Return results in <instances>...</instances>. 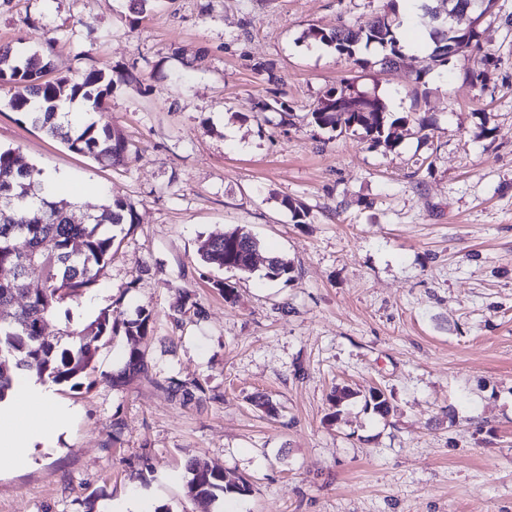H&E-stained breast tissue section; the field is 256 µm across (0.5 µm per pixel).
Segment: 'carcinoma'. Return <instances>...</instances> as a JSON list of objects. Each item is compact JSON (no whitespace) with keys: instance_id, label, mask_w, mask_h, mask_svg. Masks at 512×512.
Masks as SVG:
<instances>
[{"instance_id":"cac0c4a2","label":"carcinoma","mask_w":512,"mask_h":512,"mask_svg":"<svg viewBox=\"0 0 512 512\" xmlns=\"http://www.w3.org/2000/svg\"><path fill=\"white\" fill-rule=\"evenodd\" d=\"M399 10L390 4L388 11L376 15L358 26L340 25L331 33L311 28L306 37L332 46L342 55L354 59L360 66L371 61L356 57L359 48L375 45L383 56L376 63L385 65L386 56L402 49L397 38L400 26ZM47 64L36 54L21 47L0 44V84L14 89L9 100L12 111L21 114L47 136L62 142L75 153L105 159L120 165L128 158V147L121 133L108 124L83 121L76 124L59 119L63 103L81 100L96 112L106 108L114 82L103 69L86 71L80 79L65 77L45 78ZM336 89L328 90L311 112L312 122L319 127L344 131H360L374 143L391 140V130L412 121L419 130L428 129L422 118L403 115L392 117L385 104L374 94L359 89L348 93L350 103H368L372 111L363 116L359 112L336 111ZM16 151L0 148V267H16L22 258L36 260L44 273L43 285L30 290L25 277L14 275L0 279V401L12 390L18 376L35 368L39 377L55 384L68 383L88 374L97 351V342L105 335L124 331L131 346L125 373L112 377L119 383L124 374L147 372L145 351L139 344L151 332L152 314L141 310L137 319L121 322L103 313L96 319L76 326L70 312L64 313L59 335L43 334V325L58 315L60 306L68 299L82 294L97 284L100 270L112 258L117 239L112 228L119 227L134 217L133 207L123 199L108 198L104 210L108 225L94 217L84 222L73 219L74 203L53 200L43 192V170L35 166H17ZM260 241L241 228H234L220 236H209L199 242L200 260L220 269L249 273L253 270L254 254ZM291 263L283 257L268 259L266 276L271 279H290ZM77 338L75 351L57 350L63 339ZM365 406L384 417L389 413L385 395L371 390L365 397ZM190 477L184 490L192 499L212 497L215 492L247 495L251 492L250 479L240 476L237 481L225 480L224 473L191 464Z\"/></svg>"}]
</instances>
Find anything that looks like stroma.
<instances>
[{
	"instance_id": "1",
	"label": "stroma",
	"mask_w": 512,
	"mask_h": 512,
	"mask_svg": "<svg viewBox=\"0 0 512 512\" xmlns=\"http://www.w3.org/2000/svg\"><path fill=\"white\" fill-rule=\"evenodd\" d=\"M388 4L149 0L140 14L131 0H0V44L47 52L55 77L111 72L95 119L131 148L122 167L74 153L0 88V147L66 173L64 197L93 187L82 212L110 197L134 209L96 286L65 307L77 324L152 314L147 374L113 385L119 333L89 377L55 385L69 423L29 466L0 471V512H110L131 497L147 512H512V0L478 26L482 66L430 69L409 52L363 69L303 38ZM346 80L430 136L410 123L375 144L312 124ZM275 91L287 114L258 111ZM235 227L263 242L255 271L202 265L199 239ZM272 253L289 281L267 278ZM173 380L203 399L172 398ZM337 386L351 395L335 408ZM373 388L388 416L365 409ZM191 461L253 490L187 498Z\"/></svg>"
}]
</instances>
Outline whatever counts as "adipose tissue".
<instances>
[{"label": "adipose tissue", "instance_id": "ef3b65f1", "mask_svg": "<svg viewBox=\"0 0 512 512\" xmlns=\"http://www.w3.org/2000/svg\"><path fill=\"white\" fill-rule=\"evenodd\" d=\"M70 415V409L54 400L47 385L20 378L0 403V469L27 463L35 444L45 439L46 423L62 426Z\"/></svg>", "mask_w": 512, "mask_h": 512}]
</instances>
